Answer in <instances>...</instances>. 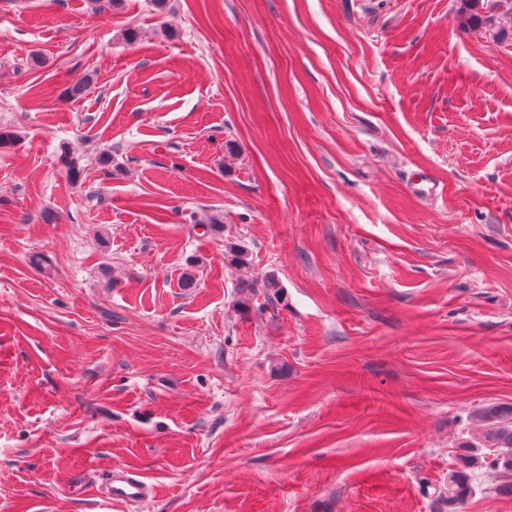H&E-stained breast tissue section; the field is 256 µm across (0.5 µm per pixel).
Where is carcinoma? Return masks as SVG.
<instances>
[{
    "label": "carcinoma",
    "instance_id": "cac0c4a2",
    "mask_svg": "<svg viewBox=\"0 0 512 512\" xmlns=\"http://www.w3.org/2000/svg\"><path fill=\"white\" fill-rule=\"evenodd\" d=\"M496 4L503 7L500 16L493 12L487 0H459L461 26L465 29H482L492 36L504 31L501 16L512 17V0H496ZM477 420L485 426L480 443L499 449V453L489 463L478 454L458 457L456 466L448 471V484L440 496L444 512H463L473 494L476 472L485 465L512 474V404L485 406L477 412Z\"/></svg>",
    "mask_w": 512,
    "mask_h": 512
}]
</instances>
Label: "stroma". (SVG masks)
Masks as SVG:
<instances>
[{"mask_svg":"<svg viewBox=\"0 0 512 512\" xmlns=\"http://www.w3.org/2000/svg\"><path fill=\"white\" fill-rule=\"evenodd\" d=\"M0 128V512H442L512 404V32L457 0H0ZM113 466L154 498H105ZM505 479L465 512H512ZM487 1L459 0L458 15L463 28L482 29L492 36L505 30L501 25V16L493 12ZM484 459L485 456L469 453L458 457L457 467L449 469L448 484L440 496L445 512H463L473 494L476 472L487 465Z\"/></svg>","mask_w":512,"mask_h":512,"instance_id":"1","label":"stroma"}]
</instances>
